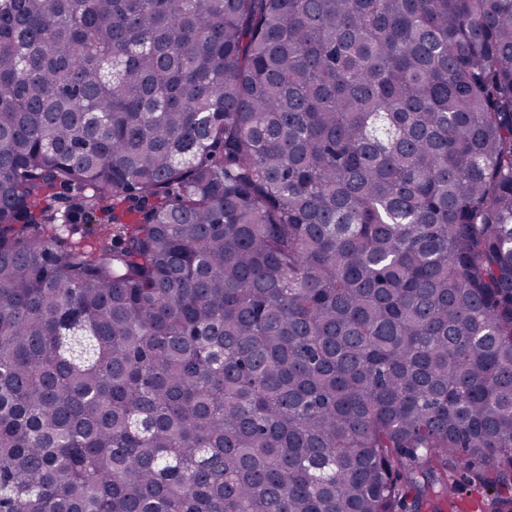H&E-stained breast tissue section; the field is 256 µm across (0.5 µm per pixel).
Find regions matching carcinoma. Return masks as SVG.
Masks as SVG:
<instances>
[{
  "instance_id": "1",
  "label": "carcinoma",
  "mask_w": 512,
  "mask_h": 512,
  "mask_svg": "<svg viewBox=\"0 0 512 512\" xmlns=\"http://www.w3.org/2000/svg\"><path fill=\"white\" fill-rule=\"evenodd\" d=\"M457 472L512 512V0H0V512ZM54 198L50 201L53 210L63 215L66 220L65 234L69 242L76 248L89 249L97 245L100 224H107L108 217L100 212L89 216L87 192L76 188H59L53 191Z\"/></svg>"
}]
</instances>
